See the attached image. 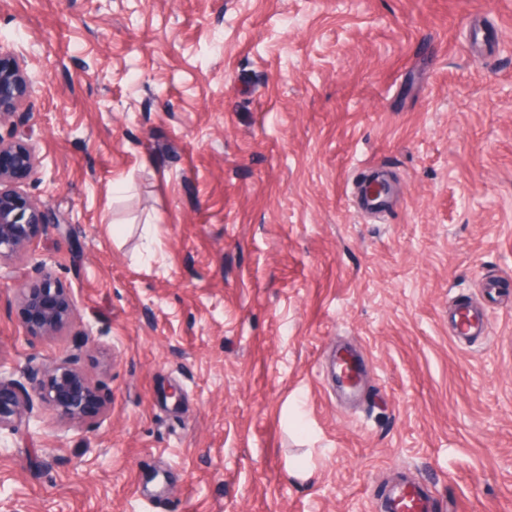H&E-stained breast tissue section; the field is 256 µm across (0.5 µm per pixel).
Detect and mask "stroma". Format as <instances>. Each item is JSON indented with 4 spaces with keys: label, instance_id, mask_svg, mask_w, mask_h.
Instances as JSON below:
<instances>
[{
    "label": "stroma",
    "instance_id": "stroma-1",
    "mask_svg": "<svg viewBox=\"0 0 512 512\" xmlns=\"http://www.w3.org/2000/svg\"><path fill=\"white\" fill-rule=\"evenodd\" d=\"M1 45L48 222L0 361L89 332L102 411L0 441V512H383L409 482L512 512V0H0ZM372 165L380 218L349 201ZM40 263L77 305L54 338L22 320ZM452 297L489 336L449 335ZM34 91L33 80L21 60L12 51L0 47V124L17 112Z\"/></svg>",
    "mask_w": 512,
    "mask_h": 512
}]
</instances>
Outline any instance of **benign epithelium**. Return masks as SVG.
Listing matches in <instances>:
<instances>
[{
    "mask_svg": "<svg viewBox=\"0 0 512 512\" xmlns=\"http://www.w3.org/2000/svg\"><path fill=\"white\" fill-rule=\"evenodd\" d=\"M35 91L21 60L0 47V121L17 112ZM33 148L24 140L0 136V266L23 260L47 222L46 214L27 195L12 188L20 177L36 170ZM25 327L34 334L54 336L75 316L72 295L43 265H37L19 292ZM89 337L75 352L50 367L30 366L28 384L14 379L0 362V439L28 423L35 411L51 410L82 421L96 403V383L77 368Z\"/></svg>",
    "mask_w": 512,
    "mask_h": 512,
    "instance_id": "1",
    "label": "benign epithelium"
}]
</instances>
